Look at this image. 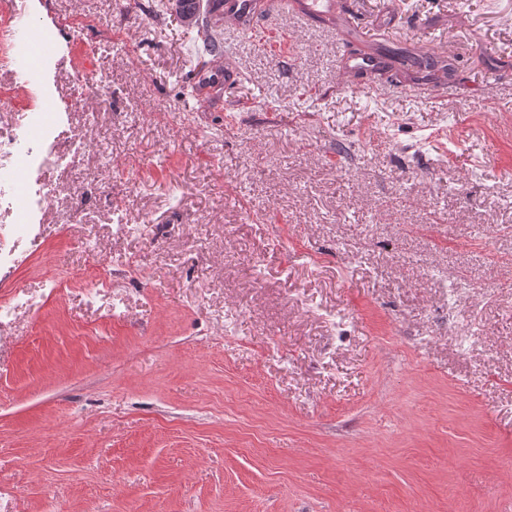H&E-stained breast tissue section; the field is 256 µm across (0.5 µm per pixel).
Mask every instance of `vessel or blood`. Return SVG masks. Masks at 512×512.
<instances>
[{
  "label": "vessel or blood",
  "mask_w": 512,
  "mask_h": 512,
  "mask_svg": "<svg viewBox=\"0 0 512 512\" xmlns=\"http://www.w3.org/2000/svg\"><path fill=\"white\" fill-rule=\"evenodd\" d=\"M286 9L304 20L324 23L341 39L367 43L366 52L342 60L343 73L359 72L373 82L388 69L389 59L376 41L379 36L391 37L396 33L398 14L391 8L367 26L360 21L351 0H206L199 28L210 36L223 35L232 28L263 44L269 34L268 20ZM238 82V70L219 55L198 65L191 76L193 94L198 98L221 99Z\"/></svg>",
  "instance_id": "vessel-or-blood-1"
}]
</instances>
